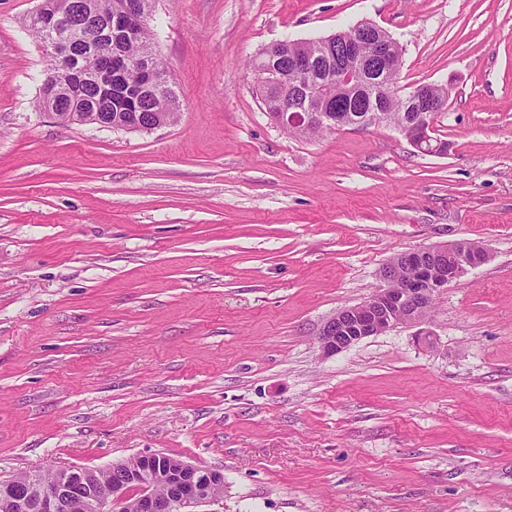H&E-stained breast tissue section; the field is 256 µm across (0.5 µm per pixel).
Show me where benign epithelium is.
Listing matches in <instances>:
<instances>
[{
	"instance_id": "benign-epithelium-1",
	"label": "benign epithelium",
	"mask_w": 512,
	"mask_h": 512,
	"mask_svg": "<svg viewBox=\"0 0 512 512\" xmlns=\"http://www.w3.org/2000/svg\"><path fill=\"white\" fill-rule=\"evenodd\" d=\"M44 40L48 58L53 67L45 75V93L51 94L61 71L54 68L72 54V46L79 27L72 10L62 0H42L32 12ZM107 38L93 46L86 61L73 67L79 82L96 86L97 94L78 107L61 109L53 104L47 111L70 125L112 126V72L116 69V51L112 35L144 24L146 17L138 11L133 0H107L104 8ZM379 27L372 22H360L348 32H337L324 38L328 51L336 52V88L326 92L316 77L315 59L288 53L291 44L284 41L273 50L289 54L290 69L301 78L300 93L282 104L274 121L282 127L306 129L317 124L336 128L354 122L383 121L382 108L375 113L356 114L349 104L351 90L371 75L383 77L397 72L398 48L386 39L378 38L369 46ZM288 69V70H290ZM288 70L274 69L260 62L252 77L256 86L288 78ZM413 112H426L431 117L445 112L448 101L440 100L431 86L418 88L410 99ZM487 250L476 243L456 242L404 252L389 261L381 270L383 287L364 301L339 310L322 326L318 346L322 355L329 357L348 349L364 338L378 335L403 324H415L428 314L435 295L448 284L466 275L470 269L487 259ZM141 468L127 480L102 496L91 480L89 469L68 467L64 472L73 475L70 480L43 484L37 494L28 500L7 501L11 512H61L78 501L93 504L95 512H187V508L214 501L210 493L213 480L219 472L210 471L202 479V467L188 462L174 470H163L156 462L162 453L139 455ZM165 485L170 493L161 495L157 487Z\"/></svg>"
}]
</instances>
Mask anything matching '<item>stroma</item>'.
I'll list each match as a JSON object with an SVG mask.
<instances>
[{
    "instance_id": "obj_1",
    "label": "stroma",
    "mask_w": 512,
    "mask_h": 512,
    "mask_svg": "<svg viewBox=\"0 0 512 512\" xmlns=\"http://www.w3.org/2000/svg\"><path fill=\"white\" fill-rule=\"evenodd\" d=\"M0 0V479L161 452L207 512H512V0H156L176 121L36 110L48 61ZM370 21L447 86L444 155L387 126L288 135L249 64ZM483 245L429 318L331 357L397 254Z\"/></svg>"
}]
</instances>
